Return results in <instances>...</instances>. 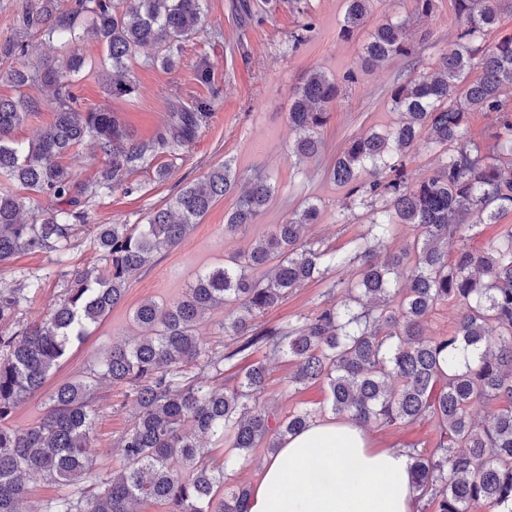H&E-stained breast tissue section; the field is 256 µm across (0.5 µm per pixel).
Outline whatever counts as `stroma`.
Here are the masks:
<instances>
[{
	"label": "stroma",
	"instance_id": "35a3bbf8",
	"mask_svg": "<svg viewBox=\"0 0 512 512\" xmlns=\"http://www.w3.org/2000/svg\"><path fill=\"white\" fill-rule=\"evenodd\" d=\"M205 6L207 31L184 43L175 70L154 63L151 48L141 49L134 57L131 74L139 87L136 98H112L101 68L79 74L74 93L80 109H111L142 141L154 139L172 104L201 99L210 102L213 111L178 156L155 152L147 166L132 173L128 179L132 192L116 189L94 198L87 225L78 227L63 252L21 253L0 266V288L15 287L32 276L40 280L39 290L20 305L16 322H32L52 309L63 293L65 273L98 261L90 225L144 223L149 212L164 207L186 182L225 163L236 174L235 191L216 201L178 245L156 254L132 278L122 302L72 348L49 375L48 386L84 376L115 342L140 336L133 312L141 303L177 299L198 271L223 265L225 258L248 248L271 225L282 223L305 203H315L320 210L318 223L305 233L311 242L344 249L365 233L369 199L349 195L346 187L329 179L327 169L349 139L399 122L400 114L391 106L392 89L416 75L433 72L459 30L452 0H436L433 12L426 16L416 14L413 0H372L365 27L349 39L341 35L346 0H205ZM389 21L406 22L413 55L391 58L378 67L365 64L363 43L371 30ZM203 57L214 73L208 85L194 78V68ZM315 71L334 78L342 87V96L322 131L324 150L299 161L291 153L295 134L288 123V106L298 85ZM164 164L170 165L171 173L161 180L156 170ZM257 174L269 177L274 187L267 210L247 230L225 234V218L237 193ZM329 300L325 283L312 282L290 292L262 321L298 327ZM249 359L266 363L268 384L263 401L279 414L325 403L327 391L322 385L289 388L295 361L271 358L262 350L251 353ZM98 394L103 413L86 450L96 476L119 467L117 439L132 420L130 409L122 405L121 388L104 383ZM368 432L378 448L427 451L439 439L430 420L390 428L372 426Z\"/></svg>",
	"mask_w": 512,
	"mask_h": 512
}]
</instances>
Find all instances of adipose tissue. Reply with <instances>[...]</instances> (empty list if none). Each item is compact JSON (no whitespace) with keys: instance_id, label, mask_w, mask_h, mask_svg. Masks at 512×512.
<instances>
[{"instance_id":"adipose-tissue-1","label":"adipose tissue","mask_w":512,"mask_h":512,"mask_svg":"<svg viewBox=\"0 0 512 512\" xmlns=\"http://www.w3.org/2000/svg\"><path fill=\"white\" fill-rule=\"evenodd\" d=\"M318 469L326 481L314 479ZM415 495L405 451L374 447L364 427L333 419L289 438L264 463L248 512H412Z\"/></svg>"}]
</instances>
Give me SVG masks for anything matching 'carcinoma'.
<instances>
[{"label": "carcinoma", "mask_w": 512, "mask_h": 512, "mask_svg": "<svg viewBox=\"0 0 512 512\" xmlns=\"http://www.w3.org/2000/svg\"><path fill=\"white\" fill-rule=\"evenodd\" d=\"M342 32L349 37L367 22L371 0H346ZM501 0H453L461 23L456 42L442 54L432 75L420 74L391 92L393 110L406 120L383 132L351 140L330 176L353 195L383 200L367 232L344 251L320 248L302 238L319 218L307 203L273 225L249 248L203 269L184 294L169 304L147 301L134 321L145 334L117 343L81 379L46 392L37 422L19 429L11 419L21 403L43 391L49 373L124 298L127 285L150 258L174 247L211 206L234 189L230 164L186 184L144 224H99L94 244L104 265L77 269L65 279L58 305L15 332L0 331V512H20L29 482L39 477L60 494L37 512H135L134 504L161 502L167 512H248L250 486H225V471L260 444L272 454L290 436L329 413L363 426L392 427L432 420L440 432L430 452L410 451L416 491L436 512H468L483 502L491 512H512V225L504 226L485 251L464 245L479 224H496L512 212V111L502 90L512 87V35L490 50L486 36L498 27ZM204 0H34L22 18L23 31L0 43V57L20 61L8 79L22 92L0 97V176L28 191L0 192V265L21 252L64 249L85 225L88 202L127 187L131 171L151 153L177 154L211 116V105L172 107L151 142L133 138L116 113L76 106L75 77L88 66L76 46L89 34L106 51L107 87L114 98H131L138 87L128 61L146 46L163 51V67L176 65L181 44L205 30ZM60 46L55 63L32 59L28 31ZM363 60L380 66L414 47L405 23L378 26L362 46ZM480 76L467 80L472 67ZM48 92L34 98L23 89ZM340 87L322 72L307 76L288 108L298 158L318 153L320 134L339 100ZM49 106L53 121L26 146L13 131ZM473 112L495 118L493 142L468 137ZM445 161L431 176L410 184L397 156L421 136ZM86 139L106 160L96 183H77L60 159ZM274 194L257 176L227 215L224 231L235 235L258 220ZM52 202L39 207L37 197ZM414 226L413 242L376 262L394 229ZM460 248L448 262V246ZM341 295L317 308L301 327L264 326L256 319L280 305L290 291L329 280ZM39 288L31 278L19 288L0 289V323ZM462 305L446 336L428 337L424 323L438 305ZM228 303L236 313L220 323L234 336L223 350L204 346L196 327ZM256 349L296 361L289 383H323L320 409L297 408L280 417L261 404L267 368L238 371L235 384L210 386L192 369L224 374V362ZM126 389L133 406L131 426L118 438L120 468L87 484L92 464L85 454L102 405L96 385ZM487 415L479 420L474 408ZM216 436L229 448L214 469L202 460L199 439Z\"/></svg>", "instance_id": "obj_1"}]
</instances>
